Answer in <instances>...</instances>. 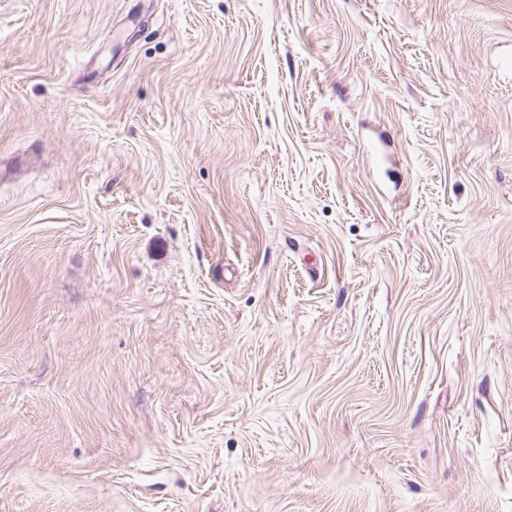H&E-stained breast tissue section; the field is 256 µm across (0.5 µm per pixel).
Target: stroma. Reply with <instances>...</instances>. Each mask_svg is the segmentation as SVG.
<instances>
[{"mask_svg": "<svg viewBox=\"0 0 512 512\" xmlns=\"http://www.w3.org/2000/svg\"><path fill=\"white\" fill-rule=\"evenodd\" d=\"M512 0H0V512H512Z\"/></svg>", "mask_w": 512, "mask_h": 512, "instance_id": "35a3bbf8", "label": "stroma"}]
</instances>
